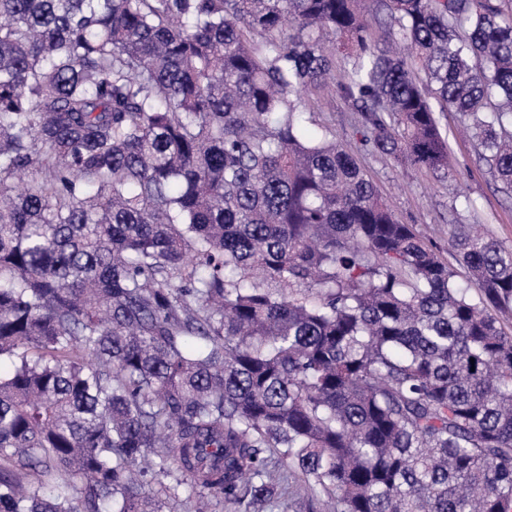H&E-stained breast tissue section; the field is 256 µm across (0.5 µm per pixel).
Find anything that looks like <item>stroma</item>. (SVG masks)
Returning a JSON list of instances; mask_svg holds the SVG:
<instances>
[{"mask_svg": "<svg viewBox=\"0 0 512 512\" xmlns=\"http://www.w3.org/2000/svg\"><path fill=\"white\" fill-rule=\"evenodd\" d=\"M314 117L329 124L339 141L355 145L358 114L352 104L338 97L326 99L315 104ZM450 148L451 163L461 174L454 186L368 150L358 151L356 157L399 220L416 225L440 251L448 249V221L454 216L465 224L482 225L512 246V198L502 191L474 142L456 138Z\"/></svg>", "mask_w": 512, "mask_h": 512, "instance_id": "1", "label": "stroma"}]
</instances>
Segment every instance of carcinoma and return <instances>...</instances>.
Wrapping results in <instances>:
<instances>
[{
    "label": "carcinoma",
    "instance_id": "obj_1",
    "mask_svg": "<svg viewBox=\"0 0 512 512\" xmlns=\"http://www.w3.org/2000/svg\"><path fill=\"white\" fill-rule=\"evenodd\" d=\"M0 0V512H512V246L360 143L512 192V0ZM465 271L457 279L454 266ZM314 119L329 124L339 141L351 145L360 166L387 199L396 216L405 224H415L448 259V219L454 214L463 224H481L497 239L512 246V200L505 194L489 166L481 158L474 142L460 137L451 139V163L462 177L456 187L412 169L403 168L389 158L360 150L355 127L358 112L351 103L328 98L315 103ZM475 204L464 208V197Z\"/></svg>",
    "mask_w": 512,
    "mask_h": 512
}]
</instances>
